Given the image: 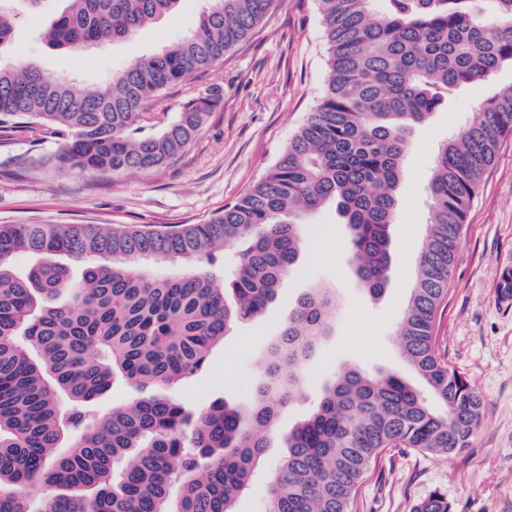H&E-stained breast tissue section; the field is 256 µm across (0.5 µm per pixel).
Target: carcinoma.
Segmentation results:
<instances>
[{
    "label": "carcinoma",
    "mask_w": 512,
    "mask_h": 512,
    "mask_svg": "<svg viewBox=\"0 0 512 512\" xmlns=\"http://www.w3.org/2000/svg\"><path fill=\"white\" fill-rule=\"evenodd\" d=\"M66 2L43 34L55 49L128 41L181 0ZM206 2L181 41L92 92L34 65H0V132L37 123L62 139V163L91 174L175 163L224 87L210 85L160 133L146 128V105L224 60L275 0ZM316 2L327 53L322 94L276 163L222 213L164 230L0 225V512H236L278 416L305 397L303 365L336 327L335 288L315 283L300 296L260 357L251 407L222 400L198 411L171 389L204 367L234 325L276 300L299 262V218L327 204L344 220L358 284L372 298L384 294L412 132L457 87L512 67V0H384L381 12L375 0ZM13 38L12 17L0 8V47ZM509 133L512 83L433 158L429 224L397 336L434 402L395 374L338 372L288 433L267 512H349L384 449L448 457L469 447L482 399L436 352L435 320L470 203ZM230 250L234 270L218 284L205 268L224 264ZM21 253L33 259L23 270ZM169 261L183 272L149 273V264ZM72 263L83 266L77 283ZM497 296L512 300V267ZM118 381L138 398L97 412ZM414 512L451 506L434 491Z\"/></svg>",
    "instance_id": "1"
}]
</instances>
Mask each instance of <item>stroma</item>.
Listing matches in <instances>:
<instances>
[{"label": "stroma", "mask_w": 512, "mask_h": 512, "mask_svg": "<svg viewBox=\"0 0 512 512\" xmlns=\"http://www.w3.org/2000/svg\"><path fill=\"white\" fill-rule=\"evenodd\" d=\"M204 0L144 27L130 42L105 41L82 52L54 50L42 33L62 11L46 0L41 11L20 12L15 36L0 48V64H33L80 90L96 88L137 58L170 46L194 27ZM325 42L315 0H278L251 35L208 74L164 90L146 109L160 132L183 104L213 83L224 102L206 116L174 164L121 175H87L60 165V142L44 128L18 127L0 136V224H94L101 228L166 229L203 224L260 180L304 123L323 90ZM512 83V69L460 88L418 128L406 155L391 228V281L370 299L352 276L336 235L334 207L305 216L306 249L300 267L282 283L263 316L240 323L210 352L207 365L171 394L195 409L218 400L248 407L255 399L258 359L297 299L320 281L335 285L336 331L304 367L309 399L277 421L257 475L236 512H265L269 478L287 452L289 431L313 408V398L343 365L372 374L396 373L416 388L423 381L400 353L397 323L413 285L429 220L426 186L439 143L461 131L496 88ZM512 266V134L499 143L466 219L448 295L436 320L440 357L464 374L483 401L471 446L452 458L392 448L364 475L350 512H413L430 493H443L451 512H512V306L496 286Z\"/></svg>", "instance_id": "stroma-1"}]
</instances>
